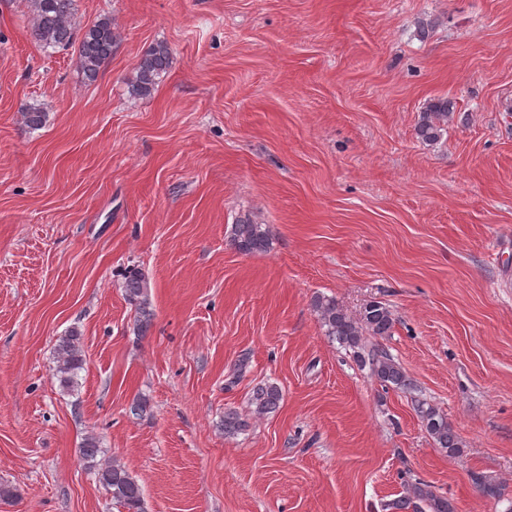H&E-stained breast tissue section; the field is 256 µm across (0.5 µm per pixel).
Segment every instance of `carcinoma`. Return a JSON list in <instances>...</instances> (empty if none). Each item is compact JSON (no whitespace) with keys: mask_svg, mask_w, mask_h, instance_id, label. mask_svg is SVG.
<instances>
[{"mask_svg":"<svg viewBox=\"0 0 512 512\" xmlns=\"http://www.w3.org/2000/svg\"><path fill=\"white\" fill-rule=\"evenodd\" d=\"M75 0H27L31 35L44 47L68 48L77 46V65L84 77L94 81L103 65L112 56L118 33L112 19L102 18L83 31L74 23ZM170 51L164 44L149 49L140 59L136 75L130 84L135 95L146 96L153 92L159 79L169 67ZM454 112V104L446 98L429 100L420 112L415 127L416 137L425 144H435L447 131L448 122ZM22 124L38 129L46 122V113L36 106H29L20 113ZM230 243L245 255L261 254L270 250L272 235L267 224L255 221L251 215L239 216L230 230ZM123 291L128 303L134 307L133 332L137 336L148 333L153 319L149 282L136 266L129 267L124 274ZM312 308L326 335L333 337L342 346L353 351L357 360L369 367L371 376L385 388L402 391L414 389L401 365L379 344H368V338H385L392 334L396 320L389 307L381 301L366 303L359 313H348L333 297L317 296ZM85 363L84 338L81 331L73 327L59 337L55 347L53 376L62 391H73L77 376ZM282 400V391L274 383L256 384L250 393L252 415L264 416L277 411ZM415 412L434 443L448 453L458 456L463 442L448 423V417L431 401L414 399ZM248 426L247 419L233 409L224 411L220 428L226 437H234ZM80 459L89 468L99 485L110 495L112 502L123 512H145L142 486L116 457L106 458L100 446V438L90 431L79 448ZM483 495L499 499L503 488L500 483L482 475H473ZM394 512H456L448 497L432 489V486L416 482L409 487L408 495L391 504Z\"/></svg>","mask_w":512,"mask_h":512,"instance_id":"carcinoma-1","label":"carcinoma"}]
</instances>
